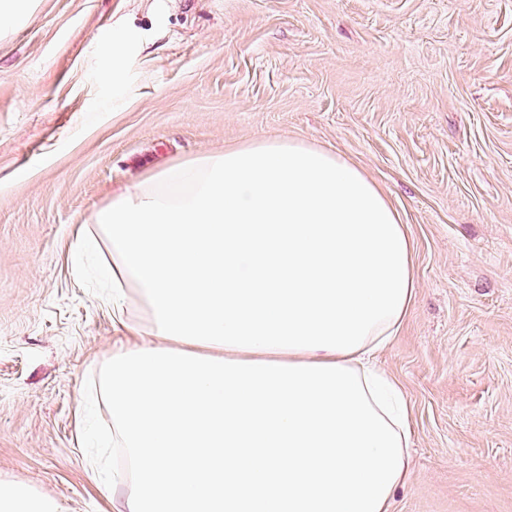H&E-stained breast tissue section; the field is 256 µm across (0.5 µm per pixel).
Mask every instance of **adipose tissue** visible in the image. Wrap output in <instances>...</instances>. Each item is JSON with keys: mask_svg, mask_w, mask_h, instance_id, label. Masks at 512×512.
I'll return each mask as SVG.
<instances>
[{"mask_svg": "<svg viewBox=\"0 0 512 512\" xmlns=\"http://www.w3.org/2000/svg\"><path fill=\"white\" fill-rule=\"evenodd\" d=\"M72 248L100 269L119 350L173 348L234 360L359 369L374 408L408 437L400 384L366 357L415 296L412 243L376 183L340 154L267 140L163 167L91 216ZM152 319L125 315L124 282ZM0 512H65L0 480Z\"/></svg>", "mask_w": 512, "mask_h": 512, "instance_id": "adipose-tissue-1", "label": "adipose tissue"}]
</instances>
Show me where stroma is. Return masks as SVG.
<instances>
[{
    "mask_svg": "<svg viewBox=\"0 0 512 512\" xmlns=\"http://www.w3.org/2000/svg\"><path fill=\"white\" fill-rule=\"evenodd\" d=\"M266 139L343 154L412 239L392 512H512V0H34L0 36V480L113 512L77 418L118 337L67 246L151 168ZM126 43V34L113 32L101 48V74L105 80L111 83L117 81L121 76L119 61L124 55Z\"/></svg>",
    "mask_w": 512,
    "mask_h": 512,
    "instance_id": "obj_1",
    "label": "stroma"
}]
</instances>
